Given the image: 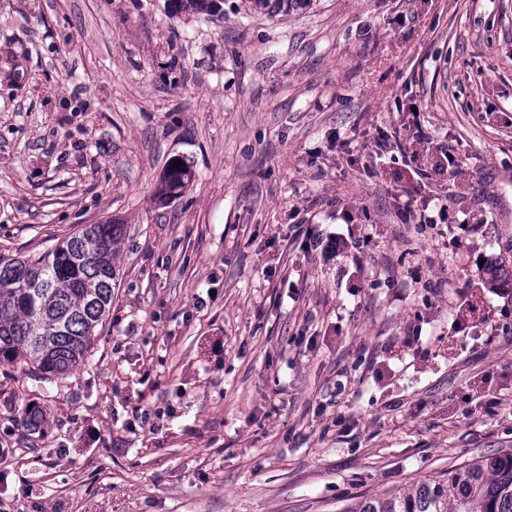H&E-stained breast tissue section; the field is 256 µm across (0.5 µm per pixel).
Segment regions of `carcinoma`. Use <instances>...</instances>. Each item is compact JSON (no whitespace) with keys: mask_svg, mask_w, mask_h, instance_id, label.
Segmentation results:
<instances>
[{"mask_svg":"<svg viewBox=\"0 0 512 512\" xmlns=\"http://www.w3.org/2000/svg\"><path fill=\"white\" fill-rule=\"evenodd\" d=\"M310 0H253L270 12ZM215 0H171L174 13L214 14ZM191 181L190 167L169 162L159 177L161 199ZM124 225L88 224L37 257L0 255V365L24 362L50 380L82 365L96 328L112 305L114 259ZM346 512H512V453L464 464L388 497L365 498Z\"/></svg>","mask_w":512,"mask_h":512,"instance_id":"obj_1","label":"carcinoma"}]
</instances>
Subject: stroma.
<instances>
[{"label":"stroma","mask_w":512,"mask_h":512,"mask_svg":"<svg viewBox=\"0 0 512 512\" xmlns=\"http://www.w3.org/2000/svg\"><path fill=\"white\" fill-rule=\"evenodd\" d=\"M108 220L85 365H0V512H346L512 453V0H0V253ZM216 6L213 0H171L170 7L174 13L192 12L193 14L212 16ZM179 162V166H174ZM190 167L182 160H171L159 177L157 194L161 199L177 197L191 181ZM301 227L302 226L299 228L301 229ZM300 229L297 237L299 238L301 235H304L301 245L306 250L313 251L320 248V252L323 255L328 257H336L337 255L347 253L350 248L354 247L351 242L340 235L328 234L323 238L319 235L316 236L310 234L307 230L303 232V230Z\"/></svg>","instance_id":"obj_1"}]
</instances>
